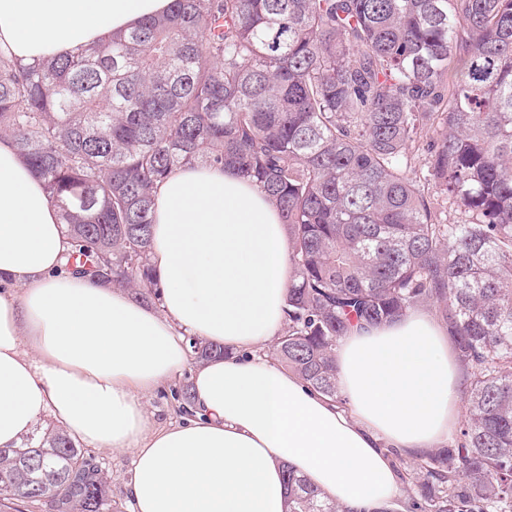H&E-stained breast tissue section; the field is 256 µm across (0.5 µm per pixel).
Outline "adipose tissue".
<instances>
[{"label":"adipose tissue","mask_w":512,"mask_h":512,"mask_svg":"<svg viewBox=\"0 0 512 512\" xmlns=\"http://www.w3.org/2000/svg\"><path fill=\"white\" fill-rule=\"evenodd\" d=\"M171 0H0V51L31 63L165 11ZM153 308L66 271L42 181L0 137V447L53 417L87 447L132 450L133 512H284L287 470L346 512L398 492L385 447L422 452L460 419L459 373L430 315L355 327L335 349L334 402L256 349L285 325L294 280L279 211L236 170L188 166L155 193ZM188 416L155 426L141 398L189 361ZM194 337H189V343H191L192 352L194 354V358L196 363H204L212 358L216 357H228L229 353L224 348V346H220L218 344H213L206 340H195Z\"/></svg>","instance_id":"obj_1"}]
</instances>
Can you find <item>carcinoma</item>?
I'll return each instance as SVG.
<instances>
[{
  "mask_svg": "<svg viewBox=\"0 0 512 512\" xmlns=\"http://www.w3.org/2000/svg\"><path fill=\"white\" fill-rule=\"evenodd\" d=\"M2 134L59 209L68 267L144 302L160 300L158 185L187 165L255 180L296 269L276 355L329 398L352 326L434 308L466 421L420 464L412 506L512 512V0H172L81 52L0 54ZM287 483L285 512H342ZM110 484L62 430L0 448V508L48 496L53 512H114Z\"/></svg>",
  "mask_w": 512,
  "mask_h": 512,
  "instance_id": "cac0c4a2",
  "label": "carcinoma"
}]
</instances>
